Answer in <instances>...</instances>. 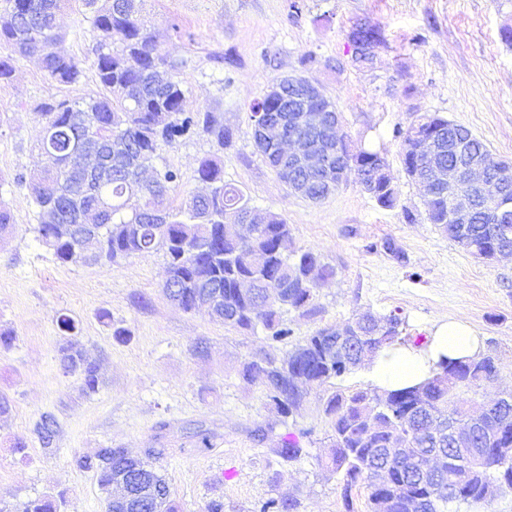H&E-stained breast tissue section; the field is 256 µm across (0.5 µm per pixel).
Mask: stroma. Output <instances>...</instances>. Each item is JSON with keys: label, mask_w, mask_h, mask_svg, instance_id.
<instances>
[{"label": "stroma", "mask_w": 512, "mask_h": 512, "mask_svg": "<svg viewBox=\"0 0 512 512\" xmlns=\"http://www.w3.org/2000/svg\"><path fill=\"white\" fill-rule=\"evenodd\" d=\"M146 0V14L164 51L182 60L177 77L190 112H211L233 133L219 146L200 128L160 144L158 164L178 169L183 184L171 193L180 206L204 192L196 170L202 158L224 164V181L252 206L284 218L289 248L312 251L336 268L315 291L312 313L288 311L295 338L338 326L370 310L405 319L404 345L424 349L434 327L465 319L500 359L503 370L473 400L512 387V256L487 264L474 258L426 219V204L402 168L392 131L418 114L438 112L468 128L497 158L512 162V0ZM361 18L385 39L374 68L351 64L348 33ZM58 48L83 61L94 57L97 34L81 0L58 17ZM286 75L306 77L340 114V134L353 150L383 149L396 208L365 194L354 172L319 204L294 195L257 150L251 106L266 85ZM93 72L79 84L49 80L37 58L16 63L11 83L0 85V199L15 220L0 240V326L13 330L0 348V395L11 403L0 417V512H20L30 499L60 497L59 512H104L94 473L72 458L101 447L145 456L163 474L179 512H259L268 498L287 496L297 512H346L338 480L325 464L328 426L317 394L293 421L282 422L259 381L242 366L259 355L282 357L287 346L262 328L235 330L207 310L186 312L164 294L165 256L157 251L95 265L53 261L37 240L38 209L23 183L37 162L40 103L87 98ZM415 221H407L405 212ZM390 241L391 250L380 247ZM79 322L78 339L100 368L98 392L85 395L58 359L55 320ZM131 337L116 341L113 328ZM204 346L205 355L195 353ZM61 432L53 450L31 439L42 413ZM213 433L211 447L193 435ZM309 430L303 459L283 466L275 457L284 437ZM27 444L25 454L13 451Z\"/></svg>", "instance_id": "35a3bbf8"}]
</instances>
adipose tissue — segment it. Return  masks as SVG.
Returning a JSON list of instances; mask_svg holds the SVG:
<instances>
[{
    "label": "adipose tissue",
    "instance_id": "ef3b65f1",
    "mask_svg": "<svg viewBox=\"0 0 512 512\" xmlns=\"http://www.w3.org/2000/svg\"><path fill=\"white\" fill-rule=\"evenodd\" d=\"M483 350L482 341L461 318L437 326L423 350L389 348L370 367V379L387 389L412 387L429 375L432 363L440 356L451 359L477 357Z\"/></svg>",
    "mask_w": 512,
    "mask_h": 512
}]
</instances>
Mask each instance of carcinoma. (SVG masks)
Returning a JSON list of instances; mask_svg holds the SVG:
<instances>
[{
  "label": "carcinoma",
  "mask_w": 512,
  "mask_h": 512,
  "mask_svg": "<svg viewBox=\"0 0 512 512\" xmlns=\"http://www.w3.org/2000/svg\"><path fill=\"white\" fill-rule=\"evenodd\" d=\"M90 11L93 29L98 33L94 70L100 92L82 101L44 102L37 111L44 119L38 155L41 166L30 177L28 188L39 209L38 240L59 264L69 262L71 249L78 240L71 238L68 227L82 223L83 216L95 213L96 251L89 263L102 260L117 262L136 254L165 249V291L178 289L177 304L186 311L197 309L196 302L209 292L217 294L212 316L224 325L249 330L262 326L267 336L289 342L293 336L283 316L287 310L309 307L315 296L313 288H291L288 301L274 306L270 300L279 288H290L289 279L315 268L322 280L336 277V268L320 257L305 251L292 258L288 255L289 228L285 220L265 214L266 222L249 245L239 242L228 231L224 218L247 220L254 207L244 193L224 183V166L220 160L204 158L196 170L197 179L212 187L207 195H190L184 205L174 208L169 203L171 189L181 176L170 167H153L158 145L171 143L197 125L185 112V93L176 79L179 62L163 53L154 41L149 21L144 15V0H82ZM64 0H0L8 20L0 26V46L10 54L0 56V84H8L15 75L18 57L36 56L43 72L61 85H75L84 77L79 59L58 52L53 46L63 39L57 15ZM348 39L364 45L384 42L379 29L366 20L355 23ZM119 48H112V43ZM285 103L279 99H261L252 111L283 116ZM433 132L443 144L460 137L470 139L471 148L493 164L498 162L481 140L470 130L437 113L428 115ZM203 130L219 145L229 143L232 134L224 129L212 113L202 119ZM88 138L106 145L120 141L126 151L120 155L103 152L94 165L112 159V179L91 181L69 170L68 155ZM255 144L265 161L283 181H288V157L273 155L259 137ZM379 151L364 152L356 159L357 181L373 176V158ZM153 169V178L144 182L138 195H129V184ZM383 190L378 205L394 208L396 190ZM509 204L493 214L480 210L468 224H453L448 218V203L440 197L427 205L426 219L438 226L448 239L460 243L476 258H487L495 252L512 251V188ZM14 216L0 200V238L13 231ZM243 278L254 282L245 295L238 283ZM63 335L59 361L68 364L71 374L81 380L82 391L91 395L99 390L98 367L84 355L77 339L75 320L67 315L57 319ZM353 335L366 340L380 334L373 356L402 340L404 321L395 314L378 326L365 312L345 324ZM333 329L320 328L291 344L278 361L262 366L255 361L243 365L247 378L259 377L265 396L283 418L293 415L310 392L323 391L319 406L330 429V451L326 467L338 475L346 507H351V491L363 485L369 491V512H459L464 505L486 500L487 480H496L512 491V456L505 459L499 448L512 444V388L500 393L489 409L466 406L462 395L475 394L482 384L499 376L500 360L491 353L475 359L453 361L443 356L431 375L417 386L379 390L377 388H343V380L357 365L358 351L345 360L332 357L330 339ZM472 430L470 448L477 455L474 472L458 478L456 458L460 453L446 442H434L435 432L450 436L454 426ZM60 425L51 413L35 422L33 435L42 448H55ZM409 441L414 458L405 466L390 465L380 449L392 447L397 438ZM444 457L443 493H434L419 483L417 473L428 466L427 457ZM277 455L283 463L297 462L305 455L300 441L285 440ZM73 465L92 471L104 493L105 512H125L112 493V476L130 467L128 461L110 448H99L92 455H77ZM389 469V481L376 485L372 473ZM143 479L138 483L143 492V512H178L165 476L142 466ZM297 502L290 498H270L259 512H293ZM22 512H57L55 502L36 498L24 504Z\"/></svg>",
  "instance_id": "1"
}]
</instances>
